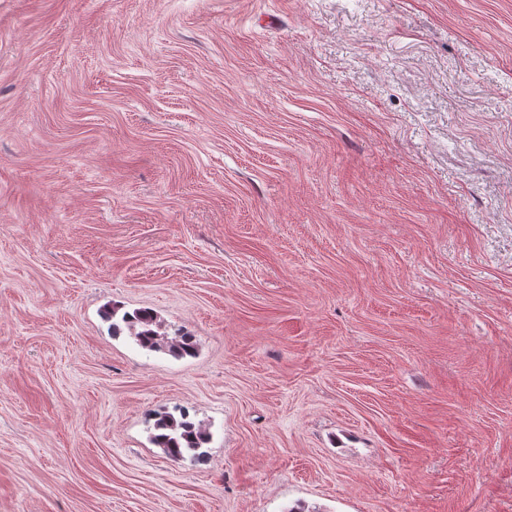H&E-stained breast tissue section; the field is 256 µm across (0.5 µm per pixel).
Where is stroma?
<instances>
[{
  "label": "stroma",
  "mask_w": 512,
  "mask_h": 512,
  "mask_svg": "<svg viewBox=\"0 0 512 512\" xmlns=\"http://www.w3.org/2000/svg\"><path fill=\"white\" fill-rule=\"evenodd\" d=\"M298 507L512 512V0H0V512ZM108 318L112 319V333L119 336L125 331L134 343L142 349L157 351L167 349L177 357L193 356L196 343L194 336L188 332L177 330L169 338L159 332L157 317L148 309H139L132 313L125 311L119 315L117 308H112ZM152 429L151 443L161 448L168 459L176 462L189 458L200 462L205 458L204 446L209 442V433L185 411H180L179 416L169 412L157 414Z\"/></svg>",
  "instance_id": "1"
}]
</instances>
